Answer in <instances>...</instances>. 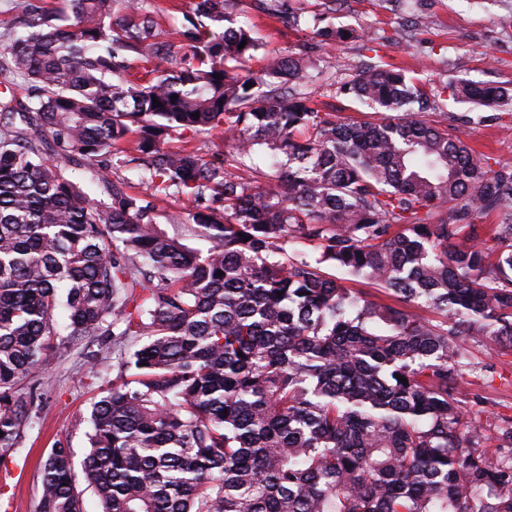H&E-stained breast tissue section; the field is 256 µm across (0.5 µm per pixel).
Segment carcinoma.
Returning <instances> with one entry per match:
<instances>
[{
	"instance_id": "1",
	"label": "carcinoma",
	"mask_w": 512,
	"mask_h": 512,
	"mask_svg": "<svg viewBox=\"0 0 512 512\" xmlns=\"http://www.w3.org/2000/svg\"><path fill=\"white\" fill-rule=\"evenodd\" d=\"M115 2L64 0L9 47L34 93L0 99V460L33 424L17 387L61 309L115 371L84 461L101 512H512V417L486 434L459 381L460 336L512 346V165L448 134V101L512 92L379 61L341 90L380 117L345 122L310 106L311 47L239 69L258 43L224 27L230 0L194 3L179 56L153 11ZM213 130L229 150L170 146ZM130 164L140 191L115 176ZM171 195L206 255L161 228ZM298 241L314 252L288 255ZM40 512H81L60 442Z\"/></svg>"
}]
</instances>
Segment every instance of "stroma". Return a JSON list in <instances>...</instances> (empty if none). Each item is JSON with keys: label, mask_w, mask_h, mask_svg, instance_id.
Masks as SVG:
<instances>
[{"label": "stroma", "mask_w": 512, "mask_h": 512, "mask_svg": "<svg viewBox=\"0 0 512 512\" xmlns=\"http://www.w3.org/2000/svg\"><path fill=\"white\" fill-rule=\"evenodd\" d=\"M55 0H0V84L10 70L9 45L23 32L32 6H51ZM277 0H233L234 26H250L260 48L250 61L259 69L264 56L286 54L311 43L315 19L326 15L337 27L357 30L358 38L336 44L328 56H313L308 90L321 111L356 116L366 107L341 94L373 55L402 68L414 80L441 86L474 80L512 88V0H306L300 29L284 26L272 11ZM426 26L413 24L415 15ZM454 118L450 135L460 138L488 162L512 163V103L500 106L449 104ZM462 350L470 362L460 383L464 393L491 398V405L469 403V415L483 426L498 416L512 415V348L492 350L482 339L463 337ZM95 348L68 345L48 352L32 380L18 387L21 398L30 390L39 397L33 404V424L20 448L0 461V512H39L41 469L56 443L72 452L73 474L83 512H99L98 499L83 471L90 412L101 392L112 384V367L101 364L97 381L88 371Z\"/></svg>", "instance_id": "1"}]
</instances>
